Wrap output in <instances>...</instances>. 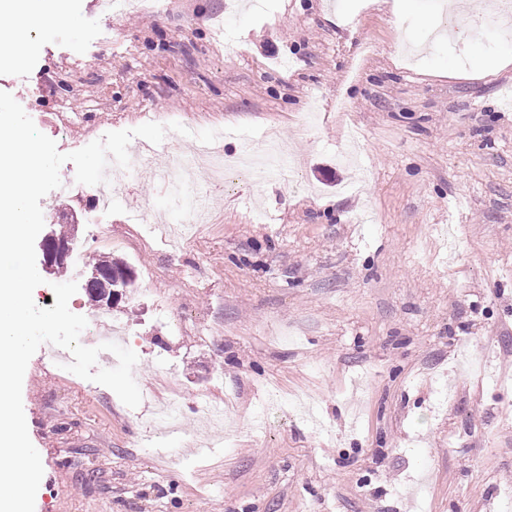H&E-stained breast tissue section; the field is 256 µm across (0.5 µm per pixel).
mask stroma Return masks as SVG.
Returning a JSON list of instances; mask_svg holds the SVG:
<instances>
[{
  "label": "stroma",
  "mask_w": 512,
  "mask_h": 512,
  "mask_svg": "<svg viewBox=\"0 0 512 512\" xmlns=\"http://www.w3.org/2000/svg\"><path fill=\"white\" fill-rule=\"evenodd\" d=\"M439 0H158L107 15L57 0L17 25L10 93L60 152L105 133L177 122L165 136L244 123L276 135L288 177L209 187L208 223L179 246L153 169L95 212L75 167L40 201L45 231L75 227L84 283L112 257L133 272L108 324L126 329L136 383L172 376L181 432L154 442L149 408L61 375L39 348L23 378L44 474L35 512H496L512 491V47L474 13L427 46ZM508 56L495 74L487 59ZM96 224H89V214ZM111 245L96 243L98 229ZM456 402L433 415L436 379ZM309 395L327 434L295 415L252 420L268 386ZM235 398L209 457L194 402Z\"/></svg>",
  "instance_id": "35a3bbf8"
}]
</instances>
